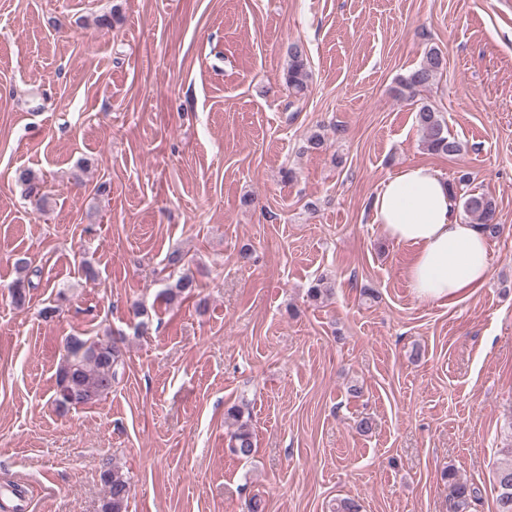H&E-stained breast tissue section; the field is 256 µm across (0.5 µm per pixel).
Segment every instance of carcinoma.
<instances>
[{"instance_id": "1", "label": "carcinoma", "mask_w": 512, "mask_h": 512, "mask_svg": "<svg viewBox=\"0 0 512 512\" xmlns=\"http://www.w3.org/2000/svg\"><path fill=\"white\" fill-rule=\"evenodd\" d=\"M288 65L284 72V82L291 95L298 98L305 94L311 77L308 68L307 50L300 41L288 45ZM446 66V58L438 47L430 48L423 63L399 80V94L415 96L416 92L432 84ZM416 123L423 134V146L436 155L455 157L462 154L464 145L448 133V127L441 113L432 105L423 103L415 113ZM17 181L25 187L28 200L36 208H43L45 195L41 192L42 179L29 169L17 173ZM470 181L465 172L457 180L449 183L454 200L461 205L463 212L482 224L492 235L500 232L497 204L494 198L484 193H472L463 189ZM29 280H20L10 288V298L14 306L21 308L28 303ZM194 288V280L189 275L180 276L166 289L169 300ZM124 337L84 339L70 336L66 339L65 359L57 374V389L54 402L62 410L93 404L112 392V385L118 380L123 361ZM229 415L237 422V429L231 436V451L242 459H248L255 452L253 434L248 421L244 420L243 407L231 408ZM448 480L449 512H468L471 503L477 499L478 489L466 481L456 478L452 471L444 473ZM102 481L106 494L101 512H126L131 493L130 477L118 467L105 470ZM495 483L497 489V512H512V461L499 467Z\"/></svg>"}]
</instances>
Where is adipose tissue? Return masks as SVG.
I'll list each match as a JSON object with an SVG mask.
<instances>
[{
    "label": "adipose tissue",
    "instance_id": "obj_1",
    "mask_svg": "<svg viewBox=\"0 0 512 512\" xmlns=\"http://www.w3.org/2000/svg\"><path fill=\"white\" fill-rule=\"evenodd\" d=\"M371 209L373 223L390 240L415 246L407 280L417 300L454 305L488 281L491 235L459 216L448 181L436 169L406 166L380 183Z\"/></svg>",
    "mask_w": 512,
    "mask_h": 512
}]
</instances>
